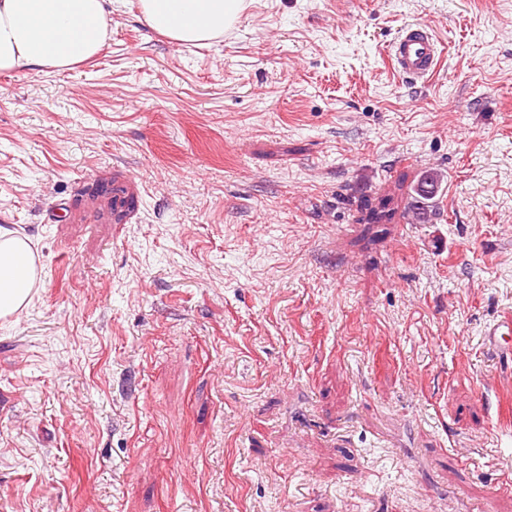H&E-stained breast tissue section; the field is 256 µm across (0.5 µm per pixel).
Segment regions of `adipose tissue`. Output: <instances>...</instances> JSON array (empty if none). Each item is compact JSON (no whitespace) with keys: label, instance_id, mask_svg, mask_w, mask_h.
<instances>
[{"label":"adipose tissue","instance_id":"adipose-tissue-1","mask_svg":"<svg viewBox=\"0 0 512 512\" xmlns=\"http://www.w3.org/2000/svg\"><path fill=\"white\" fill-rule=\"evenodd\" d=\"M246 0H139L143 22L171 44L223 39ZM112 0H0V72L72 69L95 57L111 32ZM41 269L27 237L0 225V321L31 303Z\"/></svg>","mask_w":512,"mask_h":512}]
</instances>
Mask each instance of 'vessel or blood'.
Segmentation results:
<instances>
[{
    "mask_svg": "<svg viewBox=\"0 0 512 512\" xmlns=\"http://www.w3.org/2000/svg\"><path fill=\"white\" fill-rule=\"evenodd\" d=\"M391 64L401 76L425 81L433 76L440 63V41L433 30L420 23L404 26L388 50ZM490 343L512 354V314L504 316L487 331Z\"/></svg>",
    "mask_w": 512,
    "mask_h": 512,
    "instance_id": "b4317fda",
    "label": "vessel or blood"
}]
</instances>
